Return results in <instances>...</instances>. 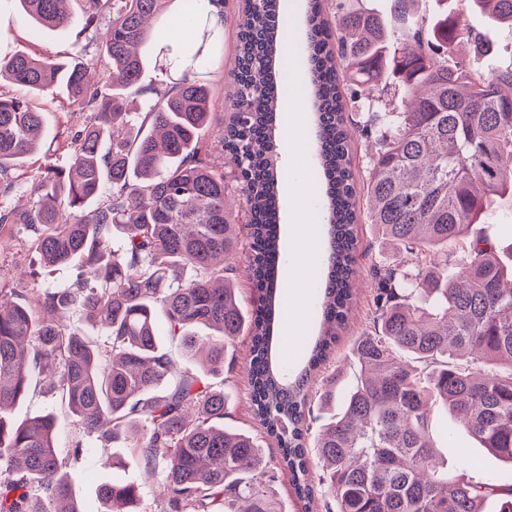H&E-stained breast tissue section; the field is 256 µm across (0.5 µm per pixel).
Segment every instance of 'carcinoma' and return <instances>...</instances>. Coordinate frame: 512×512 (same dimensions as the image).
Wrapping results in <instances>:
<instances>
[{"label":"carcinoma","instance_id":"cac0c4a2","mask_svg":"<svg viewBox=\"0 0 512 512\" xmlns=\"http://www.w3.org/2000/svg\"><path fill=\"white\" fill-rule=\"evenodd\" d=\"M47 27L64 22L68 0H19ZM170 0H85L82 48L65 61L16 52L0 57V83L48 94L61 88L89 113L70 137L67 159L25 180L12 173L44 134L42 113L0 90V233L23 224L49 266L73 264L63 289L22 298L0 288V512H81L61 471L50 415L16 424L8 410L39 378L103 442L123 439L145 476L164 473L166 512H282L274 485L290 483L305 512L314 484L325 512H483L496 499L512 512V476L464 480L443 469L432 436L455 448L463 430L512 464V265L498 242L474 231L498 193L512 192V0H390L389 11H352L309 0V77L299 94L318 114L315 168L325 195L314 206L328 219L326 278L314 311L320 333L299 347L300 370L275 351L288 325L286 267L271 265L278 234L279 164L270 129L279 109L273 62L287 43L280 0H237L232 109L223 155L209 143L210 91L199 79L215 31L195 19L189 60L174 59L167 79L139 86L138 47L148 21ZM478 8L502 30L476 67L457 55L481 42L461 21ZM112 14L99 31L102 13ZM96 83L89 72L98 64ZM148 96L131 133L126 98ZM368 112L367 208L349 153L350 107ZM28 187L32 204L9 203ZM414 255L408 267L375 264L374 309L352 346L356 369L309 383L346 327L358 271L356 224ZM259 294L245 312L234 272ZM161 308L167 335L199 365L176 374L159 349ZM80 309L106 337L93 344L43 310ZM249 337L246 370L251 417L278 449L224 425L225 348ZM167 385L164 395L154 391ZM455 427H448V417ZM315 450L319 475L309 467ZM102 512H136L139 488L104 483Z\"/></svg>","mask_w":512,"mask_h":512}]
</instances>
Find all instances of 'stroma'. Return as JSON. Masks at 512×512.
Wrapping results in <instances>:
<instances>
[{
	"label": "stroma",
	"instance_id": "obj_1",
	"mask_svg": "<svg viewBox=\"0 0 512 512\" xmlns=\"http://www.w3.org/2000/svg\"><path fill=\"white\" fill-rule=\"evenodd\" d=\"M84 0H71L69 22L56 29H45L36 24L23 11L19 0H0V22H10L11 28L0 35V56L18 51L51 59L65 60L76 46H83L87 56H94L95 41L83 31ZM221 24L217 38L208 50L207 68L203 79L212 90L211 110L216 117H223L229 110L226 94L232 82L235 68L234 44L236 40L237 8L229 0L221 9ZM173 16L161 14L155 21L151 38L142 53L147 62L142 71L140 83L148 86L161 79L166 60L161 49L176 41L193 37L191 27L181 29L172 24ZM45 118V136L37 153L24 159L19 170L23 176H30L50 164H63L68 153L67 133L77 130L85 121V113L75 111L65 94L53 97H36L32 100ZM294 189H281L282 235L290 237L294 225L315 223V210L310 203L312 184L305 174H298ZM304 198L303 208H294L289 199L290 192ZM5 243H0V272L5 275L7 287L17 293L30 295L37 288H63L74 279L76 270L72 267L43 265L37 253L31 249L28 233L21 225H12L5 231ZM359 248L357 268L361 274L356 290V300L348 326L341 335L332 359L340 364L349 357L354 340L364 330L368 315L373 308V285L371 269L374 262H405V252L396 251L389 245L381 244L372 225L359 224L357 227ZM249 340L239 337L227 348L228 367L224 372V390L228 396L229 416L226 426L254 436L270 455H277L276 445L257 427L249 411V384L245 372L248 360ZM55 413L60 422L57 454L62 470L71 485L73 495L85 512H98L100 507L96 490L101 483L109 481L133 482L141 492L143 512H163L165 504L159 491L160 479L149 480L143 475L138 455L125 448L123 441H115L110 447H103L97 435L87 433L70 414L58 395L42 383H32L27 397L11 411L15 421L22 422L31 417Z\"/></svg>",
	"mask_w": 512,
	"mask_h": 512
}]
</instances>
